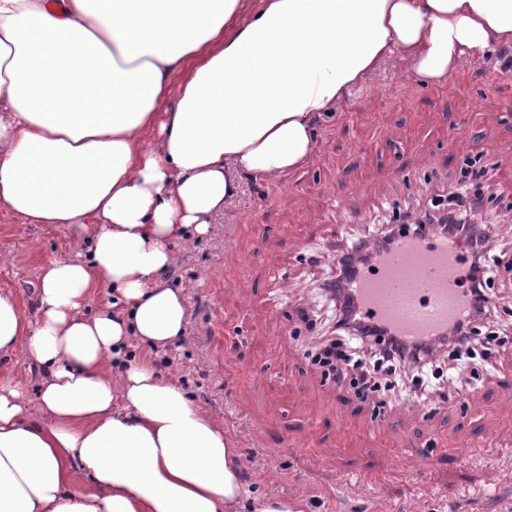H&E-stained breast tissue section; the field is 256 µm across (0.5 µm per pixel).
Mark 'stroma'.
Listing matches in <instances>:
<instances>
[{
  "label": "stroma",
  "instance_id": "obj_1",
  "mask_svg": "<svg viewBox=\"0 0 512 512\" xmlns=\"http://www.w3.org/2000/svg\"><path fill=\"white\" fill-rule=\"evenodd\" d=\"M497 56L464 62L447 85L418 82L399 60H390L372 85L353 90L341 114L319 120L316 144L302 170L274 179L243 180L237 197L216 217L210 234L181 245L171 283L188 305L184 340L155 358L177 376L183 389L213 416L224 420L242 457L250 493L279 492L304 501L307 512H373L378 500L396 512H512V288H495L497 325L503 343L494 347L487 372L499 385L473 400L459 419L437 388H429L433 422L412 415L392 416L384 434H348L362 422L368 404L349 388L324 391L309 352L324 335L336 310L327 286L336 278L337 250L374 238L388 223L386 205L415 207L427 187L443 188L461 179L468 164L494 145L505 164L489 173L483 192L484 221L491 209L512 206V72L499 69ZM480 113L472 120L471 97ZM416 175L407 191L401 171ZM376 181L373 194L352 190L356 180ZM350 214L348 231L332 223L334 205ZM232 236L238 254L226 258L224 238ZM72 234L55 224H32L0 207V290L12 291L27 318L37 313L41 267L74 257ZM305 258H296L299 243ZM288 272V287L274 279L268 257ZM280 299L270 307L268 297ZM314 319L301 324L299 310ZM228 322L246 333L231 340ZM275 364V374L259 385L246 379L250 369ZM262 431L265 445L252 447L248 432ZM496 438L494 460L458 463L466 440ZM445 453L423 450L434 439ZM373 470L381 486H343L341 475ZM427 471L442 487L426 495L415 482Z\"/></svg>",
  "mask_w": 512,
  "mask_h": 512
}]
</instances>
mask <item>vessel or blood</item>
Returning a JSON list of instances; mask_svg holds the SVG:
<instances>
[{"label": "vessel or blood", "instance_id": "b4317fda", "mask_svg": "<svg viewBox=\"0 0 512 512\" xmlns=\"http://www.w3.org/2000/svg\"><path fill=\"white\" fill-rule=\"evenodd\" d=\"M466 256L454 239L416 224L399 225L393 249L359 273L355 294L362 323L408 339L433 336L464 311Z\"/></svg>", "mask_w": 512, "mask_h": 512}]
</instances>
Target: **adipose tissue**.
I'll use <instances>...</instances> for the list:
<instances>
[{
  "label": "adipose tissue",
  "instance_id": "adipose-tissue-1",
  "mask_svg": "<svg viewBox=\"0 0 512 512\" xmlns=\"http://www.w3.org/2000/svg\"><path fill=\"white\" fill-rule=\"evenodd\" d=\"M32 33L90 50L82 71L129 104L86 107ZM504 47L512 0H0V206L74 229L79 252L43 266L36 321L0 290V359L45 370L33 403L0 382V512H303L250 496L223 421L137 354L184 337L177 246L243 177L304 168L315 120L390 56L442 86ZM37 81L64 106L38 105Z\"/></svg>",
  "mask_w": 512,
  "mask_h": 512
}]
</instances>
